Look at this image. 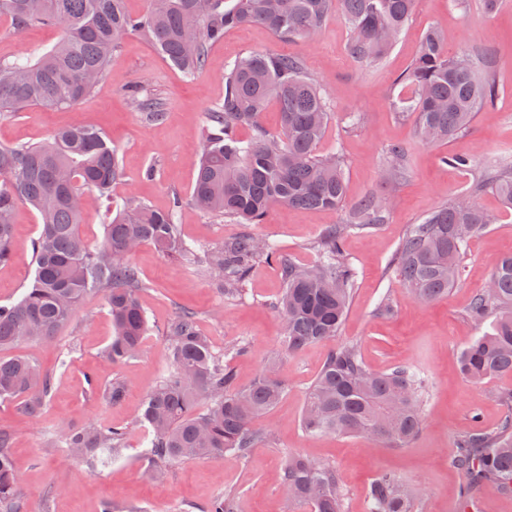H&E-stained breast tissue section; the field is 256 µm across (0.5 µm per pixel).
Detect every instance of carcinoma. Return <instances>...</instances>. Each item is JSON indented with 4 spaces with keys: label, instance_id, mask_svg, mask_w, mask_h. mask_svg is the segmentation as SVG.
Here are the masks:
<instances>
[{
    "label": "carcinoma",
    "instance_id": "obj_1",
    "mask_svg": "<svg viewBox=\"0 0 512 512\" xmlns=\"http://www.w3.org/2000/svg\"><path fill=\"white\" fill-rule=\"evenodd\" d=\"M415 0H151L132 16L126 0H0V16L21 32L33 25H56L59 42L31 57L0 62V111L28 106L70 108L87 97L104 77L122 34H137L167 61L192 76L204 65L207 46L244 25H261L282 41L314 39L326 19L342 5L352 31L350 57L363 69L375 67L409 22ZM494 58L487 51L452 58L442 34L429 28L404 76L412 95L396 102L397 113L414 117L419 139L444 143L468 129L476 112L497 96ZM274 104L280 133L261 123ZM145 119L164 113L150 99H135ZM331 120L330 96L306 70L302 57L249 53L224 73V104L201 131L200 158L192 201L202 211L242 224H259L273 203L311 211L347 204L348 185L339 154L323 156L317 146ZM252 135H237L241 127ZM406 149L387 147L384 180L395 185L405 174ZM120 176L115 150L90 126H67L50 140L0 146V265L13 254V216L21 202L40 218L32 244L34 274L22 296L0 305V350L49 339L76 316L86 295L102 291L112 317L110 362L135 357L148 328L138 299L141 280L131 255L142 245L179 256L211 274L228 297L241 294L253 265L278 257L276 243L243 233L217 248L197 249L181 236L173 209L157 211L128 203L107 217L102 241L92 246L81 235L86 197L110 196ZM492 191L512 207V162L494 160L467 192L407 227L393 269L419 302L448 294L463 272L469 240L493 219L476 197ZM390 199L370 195L349 209L346 222L327 228L317 242L318 263H285L276 302L283 341L297 352L338 335L347 312L356 272L346 262L342 242L353 229L386 223ZM467 316L477 324L492 320L491 331L476 337L460 354L463 374L474 382L512 374V254L493 266L489 286L474 295ZM170 367L150 391L135 423L147 431L144 454L164 473L183 460L217 458L233 452L247 458L262 441L255 420L281 400L285 387L273 369L247 387L237 385L224 357L213 351L192 312L167 327ZM424 376L413 365L372 373L358 348L343 344L326 358L307 393L300 426L308 434L367 436L390 448H403L423 425ZM51 378L28 358H0V405L19 403L35 416L46 405ZM127 384L114 380L101 390L109 404L121 403ZM127 428L100 421L55 432L48 448L90 466L124 449ZM14 437L0 428V512H21V491L11 457ZM452 464L466 476L460 512L474 507L475 494L492 485L512 494V412L492 430L463 436ZM283 486L292 499L309 502L315 512H342L344 492L336 470L301 455L285 463ZM206 512H238V496L216 494ZM370 512H415V499L394 473L377 475L370 487Z\"/></svg>",
    "mask_w": 512,
    "mask_h": 512
}]
</instances>
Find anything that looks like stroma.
Here are the masks:
<instances>
[{
    "label": "stroma",
    "mask_w": 512,
    "mask_h": 512,
    "mask_svg": "<svg viewBox=\"0 0 512 512\" xmlns=\"http://www.w3.org/2000/svg\"><path fill=\"white\" fill-rule=\"evenodd\" d=\"M431 26L444 33L449 55L478 47L492 50L498 87L494 101L481 107L466 133L437 146L422 144L413 120L399 117L394 108L396 98L411 94L401 77ZM60 36L54 27L18 33L8 19L0 18V59L39 53ZM350 38L338 14L329 17L309 42L287 43L266 28L241 26L210 46L203 68L188 78L131 34L113 54L105 79L75 106L0 112V145L4 146L41 143L68 125L100 129L122 164V175L112 186L113 206L136 201L161 211L176 209V221L188 243L212 248L247 232L280 245L279 261L257 264L237 297L222 295L213 278L167 257L153 245H143L131 257L143 284L140 301L149 323L137 358L120 363L104 358L112 319L99 293L84 300L74 320L57 336L0 351L6 358L23 356L36 362L52 377L49 400L39 415H26L16 406L0 407V427L14 435L12 454L23 512H98L106 498L143 506L146 512H202L220 491L238 493L239 512H313L312 505L289 501L283 492L284 464L291 454L335 468L346 490L343 512H369V484L385 470L396 473L415 491L416 512H459L464 475L451 463L459 439L476 429L496 427L512 409L500 398L501 391L512 390V375L472 382L463 377L458 363L461 350L484 332L466 311L473 295L486 288L495 260L512 252V209L493 193L478 196V205L493 222L469 243L459 284L437 301L414 300L396 278L391 261L409 225L420 223L431 210L465 192L475 178L474 168L444 164L443 156L465 155L477 164L512 156V0H502L491 16L485 14L482 0H467L463 10L453 8L450 0H417L397 44L368 72L348 56ZM258 51L302 57L308 72L329 89L333 116L318 151L343 156L350 200L372 193H387L394 199L386 224L353 231L343 243L357 281L338 336L297 353L284 346L281 318L273 306L282 288L281 263L315 262L314 242L327 226L344 223L347 208L307 211L276 203L262 223L242 225L208 216L190 202L200 132L209 112L224 102V71L239 55ZM137 94L159 101L163 120L147 121L132 103ZM392 143L407 147L408 160L405 177L389 189L381 167L384 149ZM149 167L154 168V177H146ZM38 231L36 212L18 207L14 257L0 266V304L16 301L29 283L31 243ZM385 298L393 304L388 316L378 310ZM185 311L196 315L214 351L233 368L238 386H248L273 358L286 392L258 420L264 440L248 458L228 453L181 461L159 482L151 476L143 453L144 431L134 419L145 395L168 367L166 328ZM239 342L246 344V355L230 354V346ZM345 343L358 345L372 371L410 363L426 378L422 430L407 447L389 448L363 438L312 436L301 428L299 420L312 382L327 355ZM116 378L128 385L121 405H109L90 393V383L103 386ZM91 420L129 427L121 456L105 459L92 471L44 447L49 433Z\"/></svg>",
    "instance_id": "stroma-1"
}]
</instances>
